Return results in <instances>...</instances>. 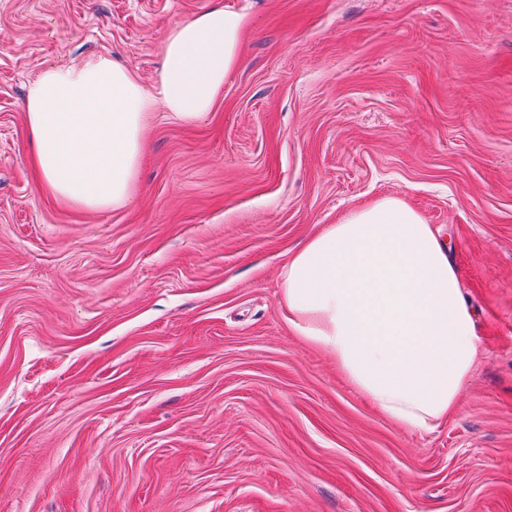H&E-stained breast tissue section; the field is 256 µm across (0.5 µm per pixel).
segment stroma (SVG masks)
I'll use <instances>...</instances> for the list:
<instances>
[{
  "mask_svg": "<svg viewBox=\"0 0 512 512\" xmlns=\"http://www.w3.org/2000/svg\"><path fill=\"white\" fill-rule=\"evenodd\" d=\"M249 19L204 118L156 114L125 207L54 198L27 87ZM440 229L481 348L432 431L279 307L289 256L386 196ZM0 512H512V0H0Z\"/></svg>",
  "mask_w": 512,
  "mask_h": 512,
  "instance_id": "1",
  "label": "stroma"
}]
</instances>
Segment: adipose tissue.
Masks as SVG:
<instances>
[{
    "label": "adipose tissue",
    "instance_id": "adipose-tissue-1",
    "mask_svg": "<svg viewBox=\"0 0 512 512\" xmlns=\"http://www.w3.org/2000/svg\"><path fill=\"white\" fill-rule=\"evenodd\" d=\"M247 25L246 14L217 6L172 27L152 91L102 55L43 70L25 117L50 192L92 211L126 206L155 109L184 123L211 112ZM279 304L352 387L411 430L447 421L480 356L445 244L399 196L353 209L312 237L285 267Z\"/></svg>",
    "mask_w": 512,
    "mask_h": 512
}]
</instances>
